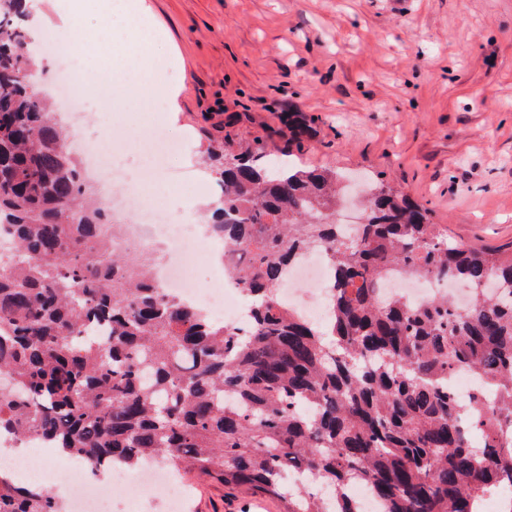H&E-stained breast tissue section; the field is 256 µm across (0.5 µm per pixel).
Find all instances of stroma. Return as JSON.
<instances>
[{
	"label": "stroma",
	"mask_w": 512,
	"mask_h": 512,
	"mask_svg": "<svg viewBox=\"0 0 512 512\" xmlns=\"http://www.w3.org/2000/svg\"><path fill=\"white\" fill-rule=\"evenodd\" d=\"M146 3L166 34L163 83L185 85L176 109L109 110L70 127L81 154L97 126L123 141L134 173L149 159L140 134L183 142L171 167L210 176L207 147L264 146L268 162L384 180L427 208L455 241L512 243V0H128ZM314 129L288 143L284 116ZM187 512H280V502L191 475Z\"/></svg>",
	"instance_id": "1"
}]
</instances>
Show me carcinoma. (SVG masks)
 <instances>
[{
  "label": "carcinoma",
  "instance_id": "1",
  "mask_svg": "<svg viewBox=\"0 0 512 512\" xmlns=\"http://www.w3.org/2000/svg\"><path fill=\"white\" fill-rule=\"evenodd\" d=\"M22 0H0V431L58 444L92 469L165 463L277 498L283 512H360L363 483L384 512H480L512 482V244L448 240L429 211L374 180L366 223L333 219L332 170L274 169L264 147L224 150L209 228L243 257L239 332L167 295L148 254L112 252L106 205L85 180L49 103L17 80L35 66ZM292 140L311 135L288 115ZM327 255V320L284 304V275ZM472 287L468 305L418 306L386 276ZM480 385L460 404L443 381ZM304 468L308 479L289 474ZM0 512H62L57 498L0 471Z\"/></svg>",
  "mask_w": 512,
  "mask_h": 512
}]
</instances>
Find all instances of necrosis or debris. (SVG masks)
<instances>
[{
    "label": "necrosis or debris",
    "mask_w": 512,
    "mask_h": 512,
    "mask_svg": "<svg viewBox=\"0 0 512 512\" xmlns=\"http://www.w3.org/2000/svg\"><path fill=\"white\" fill-rule=\"evenodd\" d=\"M139 184V189L129 195L112 200L113 206L124 209L131 217L129 224L113 238V249L163 245L165 258L154 270L158 285L182 302L223 318L228 325H241L243 293L228 274L218 239L208 232L206 225L184 223L182 215L156 192L152 173L143 174ZM198 251L213 258L211 279L204 285L198 283L190 263L191 255ZM330 279L331 267L322 255L306 254L288 271L278 290L279 297L308 318L324 321ZM67 467L69 479L59 498L64 512H132L131 502H117L113 495L114 489L129 485L136 486L143 498L157 489H165L168 512H183L186 506L188 491L183 480L155 462L135 470L114 467L103 481L94 484L84 478V458H68ZM0 469L35 482L53 477L40 441L9 434L0 436Z\"/></svg>",
    "instance_id": "1"
}]
</instances>
